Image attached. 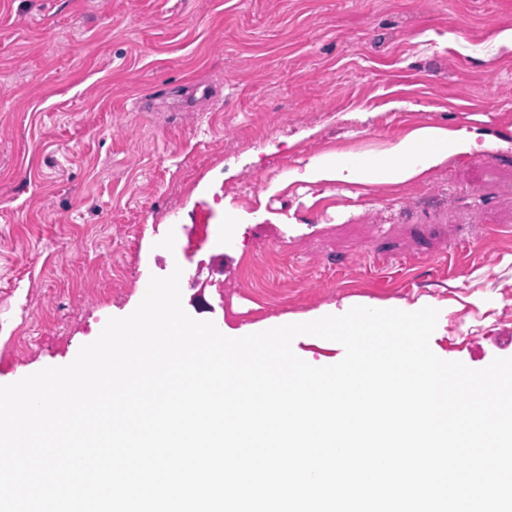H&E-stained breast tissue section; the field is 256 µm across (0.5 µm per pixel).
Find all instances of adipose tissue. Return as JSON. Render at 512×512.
<instances>
[{
    "label": "adipose tissue",
    "mask_w": 512,
    "mask_h": 512,
    "mask_svg": "<svg viewBox=\"0 0 512 512\" xmlns=\"http://www.w3.org/2000/svg\"><path fill=\"white\" fill-rule=\"evenodd\" d=\"M505 140L474 128L448 130L423 126L372 156L342 152L312 157L303 168L290 171L289 180L315 185L332 182L363 185H399L443 165L448 158L507 148Z\"/></svg>",
    "instance_id": "1"
}]
</instances>
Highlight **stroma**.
<instances>
[{
    "instance_id": "obj_1",
    "label": "stroma",
    "mask_w": 512,
    "mask_h": 512,
    "mask_svg": "<svg viewBox=\"0 0 512 512\" xmlns=\"http://www.w3.org/2000/svg\"><path fill=\"white\" fill-rule=\"evenodd\" d=\"M508 28L512 0H0V289L68 336L0 385L71 363L176 258L219 328L427 296L445 359L512 357V146L402 185L287 176L425 125L512 143ZM228 208L224 250L201 227Z\"/></svg>"
}]
</instances>
